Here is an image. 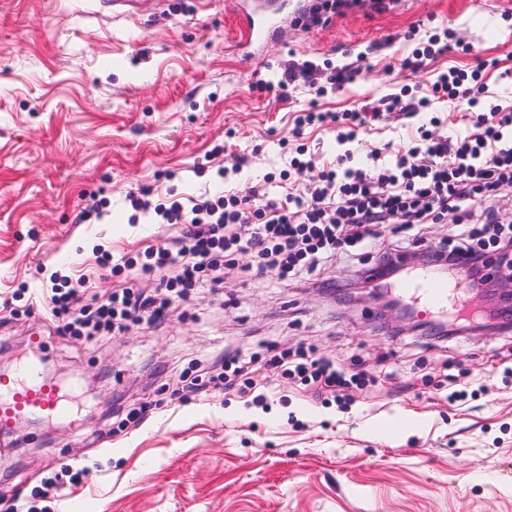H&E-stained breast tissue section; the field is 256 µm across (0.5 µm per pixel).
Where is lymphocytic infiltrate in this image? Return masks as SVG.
<instances>
[{
    "label": "lymphocytic infiltrate",
    "instance_id": "obj_1",
    "mask_svg": "<svg viewBox=\"0 0 512 512\" xmlns=\"http://www.w3.org/2000/svg\"><path fill=\"white\" fill-rule=\"evenodd\" d=\"M489 94L481 70L449 69L437 75L429 95L414 102L400 92L350 112L299 115L301 127L334 123L336 141L344 145L355 140L357 128L385 112L411 114L435 101L463 102L478 111L463 136L422 130L391 154L368 148L357 167L350 166L347 153L319 168L292 157L279 174L292 185L276 198L253 186L155 205L151 190L141 189L132 207L151 214L156 223L174 226V233L161 246L140 254H104L99 263L132 277L158 278L180 299L209 288L224 258L248 277L263 274L275 284L314 282L335 257L356 256L385 232L392 241L384 261L402 264L427 225L449 215L455 232L434 246L431 261L451 272L464 269L469 290L483 287L490 253L512 260V225L501 220L492 204L512 187V109L485 104ZM44 301L45 317L58 334L90 341L141 319L163 322L168 314L167 303L128 286L99 298L83 277L71 288L47 289ZM220 359L221 372L190 378L186 391H251L253 383L244 375L250 365L276 369L321 395L335 397L353 387L369 393L378 385L377 376L347 373L311 346L291 350L271 344L262 352L229 347Z\"/></svg>",
    "mask_w": 512,
    "mask_h": 512
}]
</instances>
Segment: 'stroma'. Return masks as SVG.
Returning <instances> with one entry per match:
<instances>
[{
    "label": "stroma",
    "mask_w": 512,
    "mask_h": 512,
    "mask_svg": "<svg viewBox=\"0 0 512 512\" xmlns=\"http://www.w3.org/2000/svg\"><path fill=\"white\" fill-rule=\"evenodd\" d=\"M357 0L325 25H299L287 6L276 39L252 70L233 52L236 18L216 0H169L152 20L113 22L88 0H0V371L17 359L77 387L90 409L81 427L17 422L0 452V512L12 499L36 512H512V331H466L436 344L380 329L377 307L342 305L306 285L271 287L225 265L219 292L173 302L160 327L137 324L99 342L59 336L43 315L53 277L91 274L110 294L100 251L142 250L163 233L128 196L156 200L222 192L216 170L241 164L240 186L284 167L299 140L315 164L341 147L323 127H297L304 110L343 112L408 83L428 91L438 72L497 60L487 83L512 107V0H402L376 12ZM449 31L451 50L412 75L400 68L418 41ZM332 69L360 61L355 82L323 96L277 86L291 58ZM266 90H258L257 82ZM427 115L389 112L362 140L401 149ZM217 158H210L214 147ZM107 199L104 215L76 214ZM314 346L348 372H385L348 409L322 404L273 371L252 370L266 407L220 392L171 400L181 374L211 372L227 346ZM486 384L450 403L446 375ZM125 409L149 402L139 424ZM398 425L394 438L386 430ZM88 468L82 485L41 491L61 464Z\"/></svg>",
    "instance_id": "stroma-1"
}]
</instances>
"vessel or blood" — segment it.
Here are the masks:
<instances>
[{
	"label": "vessel or blood",
	"mask_w": 512,
	"mask_h": 512,
	"mask_svg": "<svg viewBox=\"0 0 512 512\" xmlns=\"http://www.w3.org/2000/svg\"><path fill=\"white\" fill-rule=\"evenodd\" d=\"M166 4L167 0H101L105 17L115 21L158 13ZM226 6L242 30L241 46L246 63L258 66L257 46L267 42L282 25L281 0H227ZM463 283V278L447 279L434 271L422 269L409 272L396 284L395 292L426 315L435 316L464 309ZM31 414L59 418L73 415L67 398L52 380L41 377L34 363L24 365L19 376H0V436L14 422Z\"/></svg>",
	"instance_id": "1"
}]
</instances>
